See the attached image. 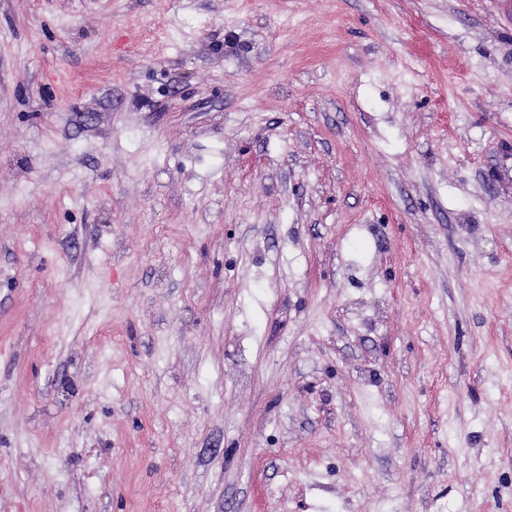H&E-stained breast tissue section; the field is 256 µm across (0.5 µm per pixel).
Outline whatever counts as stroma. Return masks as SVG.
<instances>
[{
    "mask_svg": "<svg viewBox=\"0 0 512 512\" xmlns=\"http://www.w3.org/2000/svg\"><path fill=\"white\" fill-rule=\"evenodd\" d=\"M0 512H512V0H0Z\"/></svg>",
    "mask_w": 512,
    "mask_h": 512,
    "instance_id": "obj_1",
    "label": "stroma"
}]
</instances>
